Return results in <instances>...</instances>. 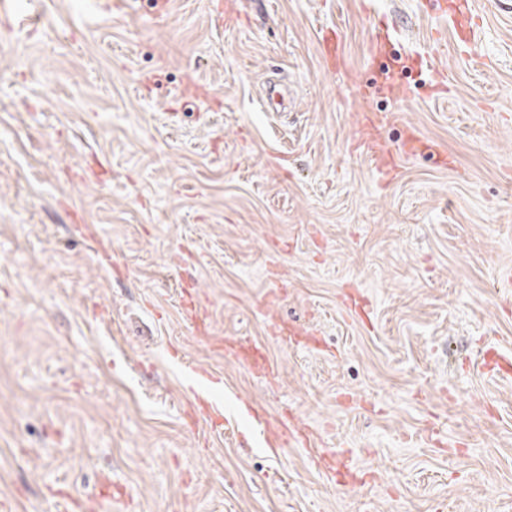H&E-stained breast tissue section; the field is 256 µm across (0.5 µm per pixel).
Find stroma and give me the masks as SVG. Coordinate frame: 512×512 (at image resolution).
<instances>
[{"mask_svg":"<svg viewBox=\"0 0 512 512\" xmlns=\"http://www.w3.org/2000/svg\"><path fill=\"white\" fill-rule=\"evenodd\" d=\"M468 2L470 47L438 0H7V512H512V0ZM381 24L447 95L372 89Z\"/></svg>","mask_w":512,"mask_h":512,"instance_id":"stroma-1","label":"stroma"}]
</instances>
